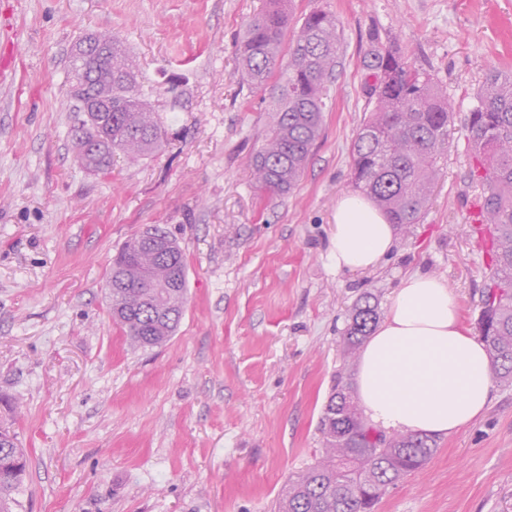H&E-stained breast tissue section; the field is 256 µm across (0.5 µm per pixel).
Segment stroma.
I'll return each mask as SVG.
<instances>
[{
    "instance_id": "obj_1",
    "label": "stroma",
    "mask_w": 512,
    "mask_h": 512,
    "mask_svg": "<svg viewBox=\"0 0 512 512\" xmlns=\"http://www.w3.org/2000/svg\"><path fill=\"white\" fill-rule=\"evenodd\" d=\"M264 0H0V425L28 456L13 512H274L323 454L320 416L357 299L388 310L408 272L444 279L477 330L491 262L466 120L488 69H512V0H293L338 19L343 51L324 131L286 195L257 192L267 93L235 73L237 39ZM124 42L167 129L112 172L83 170L69 54L84 34ZM396 38L451 107L443 175L417 224L368 272L328 258L353 191L350 145L369 115L371 32ZM160 225L188 264V303L165 345H130L106 280L132 234ZM377 512H512V385L437 440Z\"/></svg>"
}]
</instances>
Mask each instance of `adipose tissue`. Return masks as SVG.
I'll use <instances>...</instances> for the list:
<instances>
[{"label":"adipose tissue","instance_id":"1","mask_svg":"<svg viewBox=\"0 0 512 512\" xmlns=\"http://www.w3.org/2000/svg\"><path fill=\"white\" fill-rule=\"evenodd\" d=\"M393 245L392 225L367 197L338 198L330 245L336 270L374 269ZM492 377L489 355L461 325L447 283L414 273L401 279L359 353L357 397L375 427L449 437L484 414Z\"/></svg>","mask_w":512,"mask_h":512}]
</instances>
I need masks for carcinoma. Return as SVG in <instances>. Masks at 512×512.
I'll list each match as a JSON object with an SVG mask.
<instances>
[{
  "label": "carcinoma",
  "mask_w": 512,
  "mask_h": 512,
  "mask_svg": "<svg viewBox=\"0 0 512 512\" xmlns=\"http://www.w3.org/2000/svg\"><path fill=\"white\" fill-rule=\"evenodd\" d=\"M291 0H267L246 27L237 73L249 89L275 84L264 143L249 160L260 191L291 192L323 130L326 85L336 73L342 39L336 16L323 9L306 14L289 44ZM374 49L366 68L374 81L367 94L371 113L351 145L356 186L390 223L417 224L429 203L448 151L450 112L446 96L431 74L412 66L397 41L386 44L371 34ZM112 55L99 66L112 69V111L85 112L95 89L70 91L77 113L73 148L88 171H109L112 154L131 159L158 151L163 121L145 98L133 61L120 38L107 34ZM468 139L481 182V223L491 226L493 264L485 276L481 302L494 297L480 323V338L496 377L512 384V71L488 70L476 93L468 120ZM168 244L161 256L150 243ZM108 280L109 311L131 345L154 348L170 340L186 307L187 263L184 252L158 226L128 238L112 260ZM380 319L372 293L361 297L345 329L350 353L370 336ZM320 431L324 456L316 465L289 478L278 512H374L386 489L418 471L436 451L433 438L398 433L375 434L347 383L340 381L324 405ZM15 464L0 472V512H11L13 494L23 484L27 460L16 437L5 428ZM359 450L355 469L346 456Z\"/></svg>",
  "instance_id": "1"
}]
</instances>
